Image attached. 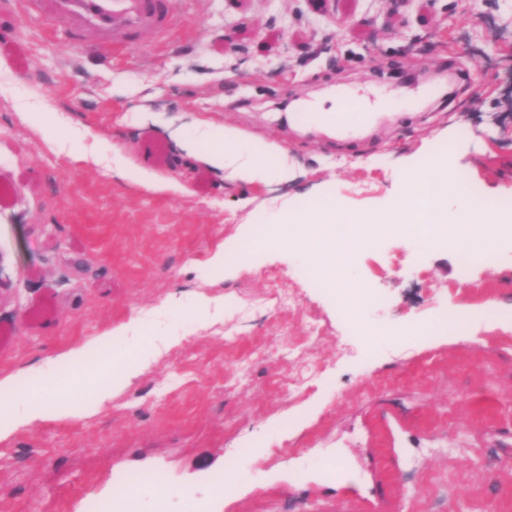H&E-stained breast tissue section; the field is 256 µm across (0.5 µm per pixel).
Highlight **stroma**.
<instances>
[{
	"label": "stroma",
	"mask_w": 512,
	"mask_h": 512,
	"mask_svg": "<svg viewBox=\"0 0 512 512\" xmlns=\"http://www.w3.org/2000/svg\"><path fill=\"white\" fill-rule=\"evenodd\" d=\"M184 9L165 41L118 60L0 14V372L30 388L29 367L133 318L138 350L157 353L95 414L0 442V512H113L104 493L118 488L123 512H512L511 241L465 273L457 243L337 238L384 299L357 322L298 249L245 250L254 224L291 237L282 214L314 195L347 215L401 210L402 171L432 152L473 195L512 198V0L400 18L340 0L339 14L376 17L373 31L309 0ZM416 35L437 49H410ZM342 89L370 106L365 129L293 119ZM30 112L72 149L36 135ZM203 122L277 141L293 176L224 178L172 137ZM143 169L181 192L146 191ZM219 250L236 270L210 272ZM199 293L223 317L186 316ZM309 361L319 374L290 390Z\"/></svg>",
	"instance_id": "35a3bbf8"
}]
</instances>
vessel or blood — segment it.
I'll list each match as a JSON object with an SVG mask.
<instances>
[{"mask_svg":"<svg viewBox=\"0 0 512 512\" xmlns=\"http://www.w3.org/2000/svg\"><path fill=\"white\" fill-rule=\"evenodd\" d=\"M17 3L60 22L63 37L89 39L116 56L172 34L184 16L180 0H0V7Z\"/></svg>","mask_w":512,"mask_h":512,"instance_id":"obj_1","label":"vessel or blood"}]
</instances>
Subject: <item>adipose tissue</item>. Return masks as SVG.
<instances>
[{"instance_id": "adipose-tissue-1", "label": "adipose tissue", "mask_w": 512, "mask_h": 512, "mask_svg": "<svg viewBox=\"0 0 512 512\" xmlns=\"http://www.w3.org/2000/svg\"><path fill=\"white\" fill-rule=\"evenodd\" d=\"M202 139L211 144L206 163L241 184L251 185L271 177L284 180L289 176L288 152L279 143L255 141L238 128L224 125L204 128L196 136L185 134L180 147L186 153H195ZM450 165V157L429 155L402 175L406 184L419 178L425 182L422 199L411 203L407 215L401 218L423 225L420 242L430 243L434 231L454 239L471 224L489 225V234L494 237L512 225L511 212H489L480 198L449 190L444 175ZM337 212L335 198L319 195L304 208L290 213L288 221L297 234L331 237L335 234ZM97 343L92 341L51 357V365L65 368V376H45L41 384L30 389L17 388L16 374H0V395L9 400L8 408L0 411V442L40 422L97 412L149 363L145 357L132 361L119 357L112 362L111 378H104L93 363ZM87 387L95 393L94 403H85L81 397Z\"/></svg>"}]
</instances>
